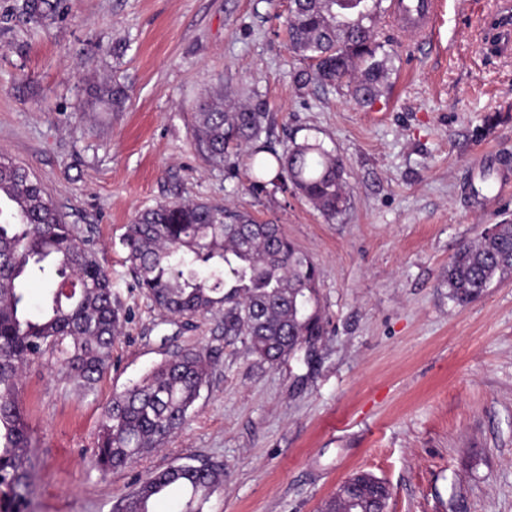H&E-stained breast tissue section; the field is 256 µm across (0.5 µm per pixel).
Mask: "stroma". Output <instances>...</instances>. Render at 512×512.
<instances>
[{
    "label": "stroma",
    "instance_id": "1",
    "mask_svg": "<svg viewBox=\"0 0 512 512\" xmlns=\"http://www.w3.org/2000/svg\"><path fill=\"white\" fill-rule=\"evenodd\" d=\"M434 37L382 23L387 83L301 86L290 0H0V151L27 166L112 278L123 311L90 393L55 357L26 366L32 480L19 512H112L152 473L221 465L205 512H317L353 472L384 480L386 512H512V279L459 306L457 248L512 218V45L502 0H443ZM124 91L113 104L112 90ZM262 103L268 146L341 157L350 206L326 219L293 190L253 191L247 150L210 163L197 105ZM204 200L279 224L320 271L324 334L270 364L224 314L169 315L137 288L122 240L161 204ZM210 354L182 430L135 464L91 465L103 409L180 349Z\"/></svg>",
    "mask_w": 512,
    "mask_h": 512
}]
</instances>
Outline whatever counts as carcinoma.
<instances>
[{
	"label": "carcinoma",
	"mask_w": 512,
	"mask_h": 512,
	"mask_svg": "<svg viewBox=\"0 0 512 512\" xmlns=\"http://www.w3.org/2000/svg\"><path fill=\"white\" fill-rule=\"evenodd\" d=\"M382 0H292L286 19L289 48L315 62L298 81L347 82L354 99L373 103L388 76L389 54L374 37ZM197 136L210 161L260 140L266 112L244 105L229 112L224 99L198 106ZM277 164L270 175L271 163ZM253 189L289 184L329 219L343 214L350 190L342 159L319 143H293L266 156L255 147ZM463 244L448 264V297L465 305L495 281L512 277V221ZM137 286L159 309L181 317L224 311V335L243 337L246 351L268 363L295 354L307 336H320V273L282 231L251 215L205 201L164 204L140 213L124 237ZM44 288L29 303L28 282ZM121 312L112 279L97 255L61 220L42 184L0 153V512H14L29 485L30 428L20 402L28 362L47 351L63 373L90 390L109 366ZM203 352H173L104 408L94 465L102 474L126 468L188 421L208 383ZM224 481L223 469L183 463L158 471L119 499L113 512H152L171 493L186 498L182 512H204ZM386 482L360 471L324 499L319 512H385Z\"/></svg>",
	"instance_id": "carcinoma-1"
}]
</instances>
